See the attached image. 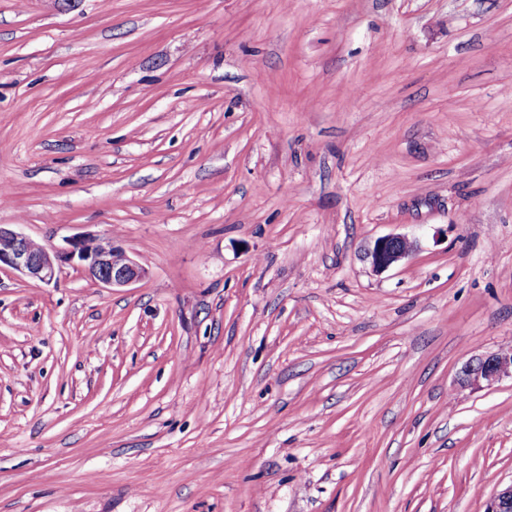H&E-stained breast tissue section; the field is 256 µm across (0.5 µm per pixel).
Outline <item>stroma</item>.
Wrapping results in <instances>:
<instances>
[{"mask_svg":"<svg viewBox=\"0 0 512 512\" xmlns=\"http://www.w3.org/2000/svg\"><path fill=\"white\" fill-rule=\"evenodd\" d=\"M0 512H484L512 484V0H0ZM417 250L384 272L386 235ZM66 244V247L43 245L1 224L0 270L6 266L49 284L65 266H73L110 288L127 287L146 276V269L112 238L79 236L67 240ZM417 249L414 240L401 235H389L378 238L367 252L375 272L381 273L393 264L409 257ZM505 376L512 378V349L473 359L462 370L461 383L474 389L491 386Z\"/></svg>","mask_w":512,"mask_h":512,"instance_id":"obj_1","label":"stroma"}]
</instances>
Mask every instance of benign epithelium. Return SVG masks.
<instances>
[{"label": "benign epithelium", "mask_w": 512, "mask_h": 512, "mask_svg": "<svg viewBox=\"0 0 512 512\" xmlns=\"http://www.w3.org/2000/svg\"><path fill=\"white\" fill-rule=\"evenodd\" d=\"M417 249L406 236L378 238L367 252L375 272L381 273L409 257ZM8 267L46 284L66 266L81 269L94 281L110 288H123L142 280L146 269L112 239L79 236L64 247L43 245L13 228L0 225V269ZM512 377V349L476 358L462 370L461 383L474 389L491 386ZM486 512H512V484L494 493Z\"/></svg>", "instance_id": "obj_1"}]
</instances>
